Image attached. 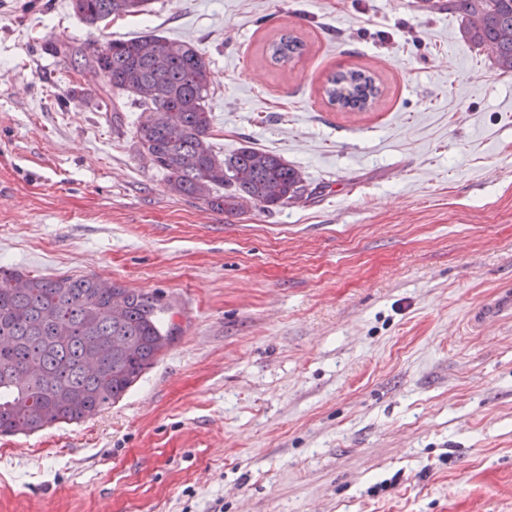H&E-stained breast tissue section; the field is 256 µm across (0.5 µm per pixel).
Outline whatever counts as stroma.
<instances>
[{
  "mask_svg": "<svg viewBox=\"0 0 512 512\" xmlns=\"http://www.w3.org/2000/svg\"><path fill=\"white\" fill-rule=\"evenodd\" d=\"M421 0H152L92 28L0 0V267L155 293L177 341L80 424L0 435V512H512V73ZM158 34L210 69L217 152L301 171L228 217L172 194L48 51ZM304 45L274 61L282 35ZM370 73L363 111L328 78ZM512 313V295L505 294L493 299L477 311L472 320L475 323H482L487 318L498 317L503 314Z\"/></svg>",
  "mask_w": 512,
  "mask_h": 512,
  "instance_id": "stroma-1",
  "label": "stroma"
}]
</instances>
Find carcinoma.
<instances>
[{
    "label": "carcinoma",
    "mask_w": 512,
    "mask_h": 512,
    "mask_svg": "<svg viewBox=\"0 0 512 512\" xmlns=\"http://www.w3.org/2000/svg\"><path fill=\"white\" fill-rule=\"evenodd\" d=\"M151 0H71L72 12L96 27L116 17L148 11ZM441 10L460 18L462 38L488 49L495 68L512 72V0H447ZM152 41L156 56L142 55ZM169 39L144 35L101 45L51 43L74 70L100 80L98 111L117 123L125 101L154 119L138 123L139 153L167 177L174 194L205 201L235 214L245 204L272 210L299 199L298 169L254 147L223 156L211 142L207 110L210 73L204 53L190 42L177 57L164 52ZM302 44L282 37L272 56L285 61ZM147 87L150 95L138 94ZM329 103L365 109L379 90L362 71L332 75ZM95 276L46 278L0 268V435H30L58 423H80L116 403L177 339L171 306L155 293L119 285L103 289ZM126 302L123 318L108 316L112 302Z\"/></svg>",
    "instance_id": "1"
}]
</instances>
